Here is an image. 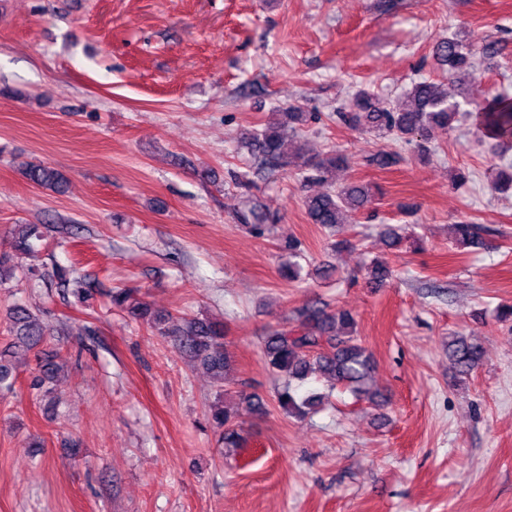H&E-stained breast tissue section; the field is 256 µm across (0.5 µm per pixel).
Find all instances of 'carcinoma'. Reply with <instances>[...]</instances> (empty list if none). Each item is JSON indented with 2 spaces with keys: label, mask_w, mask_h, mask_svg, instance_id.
<instances>
[{
  "label": "carcinoma",
  "mask_w": 512,
  "mask_h": 512,
  "mask_svg": "<svg viewBox=\"0 0 512 512\" xmlns=\"http://www.w3.org/2000/svg\"><path fill=\"white\" fill-rule=\"evenodd\" d=\"M436 55L442 65L448 67V77L443 81L422 79L411 84L393 104L384 105L374 101L365 88H359L349 98L347 111L338 113V118L349 127L372 133L379 138L393 137L406 142L419 137L428 139L433 128L451 127L462 105L471 104L468 99L458 100L448 92L457 71H472L474 53L463 38L450 37L436 45ZM475 125L487 138L498 143L512 139V97L495 95L474 103ZM310 115L297 106L286 112H276L259 127L244 132V144L259 163L273 168L295 167L306 181L327 184L323 192L305 197L306 214L313 224L333 229L338 224H354L374 196L372 186L357 182L336 184L334 173L348 166V157L330 151L326 154H300L293 149L299 126L308 122ZM369 164L388 169L400 162V157L389 152H377L368 159ZM23 177L30 183L45 189L57 190L63 177L55 170L43 165H28L22 169ZM267 217L251 211L241 215L242 224L258 235L268 229ZM457 242L468 247L483 246L482 228L477 224L461 221L452 225ZM44 233L38 224H18L12 232L9 248L0 250V288H8L14 281L35 275V268L25 264V259L34 255L35 242L43 240ZM285 262L284 275L290 281L305 279L301 260L304 253L300 243L288 239L280 244ZM369 280L381 284L392 278L393 269L385 261L373 260L367 266ZM55 278L60 287L70 288L82 298L88 297L84 278L63 267L55 269ZM112 306L124 313L128 319L143 322L155 328L163 336H173L178 349L194 358L211 373L218 388L224 387V377L234 370V360L224 349V324L198 318L175 319L158 312L139 299L133 298L130 289H115L111 295ZM9 332L12 341L0 352V390L10 391L16 383L14 349L27 351L36 349L49 335L41 315L25 305L15 303L9 308ZM356 320L351 312H331L324 306L310 304L297 315L294 329L273 331L264 340L265 364L270 372L284 379L285 385L277 394L279 407L285 414L302 417L315 411L322 396L311 393L296 398L292 384L309 377L324 380L331 387H342L353 394L356 400L376 403L381 393L369 386L373 370L372 357L358 340ZM448 355L456 371L468 376L479 364L481 346L465 336H455L448 342ZM38 374L31 387L51 393L50 384L57 372L49 359L37 362ZM267 408L266 400L256 392H236L234 405H223V394H218L210 406V421L224 428V447L237 448L242 436L235 428V417L239 411L261 414Z\"/></svg>",
  "instance_id": "cac0c4a2"
}]
</instances>
